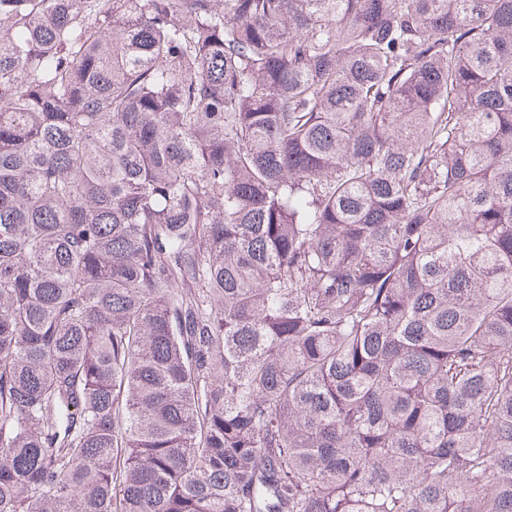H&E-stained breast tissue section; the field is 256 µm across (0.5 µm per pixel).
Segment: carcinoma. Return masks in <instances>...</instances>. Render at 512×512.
<instances>
[{
  "mask_svg": "<svg viewBox=\"0 0 512 512\" xmlns=\"http://www.w3.org/2000/svg\"><path fill=\"white\" fill-rule=\"evenodd\" d=\"M0 512H512V0H0Z\"/></svg>",
  "mask_w": 512,
  "mask_h": 512,
  "instance_id": "obj_1",
  "label": "carcinoma"
}]
</instances>
